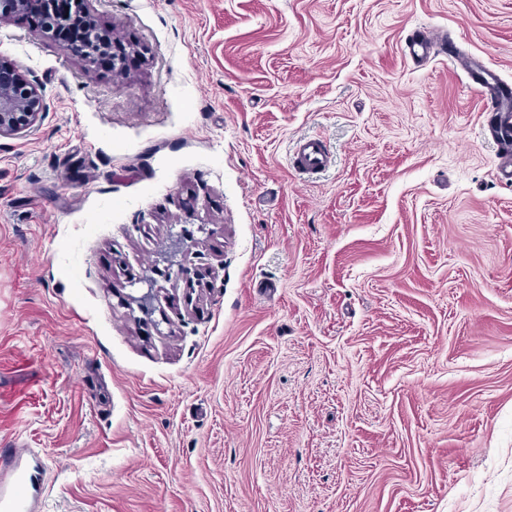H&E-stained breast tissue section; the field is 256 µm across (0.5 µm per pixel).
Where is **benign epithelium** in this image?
Returning <instances> with one entry per match:
<instances>
[{
  "instance_id": "7a95c632",
  "label": "benign epithelium",
  "mask_w": 512,
  "mask_h": 512,
  "mask_svg": "<svg viewBox=\"0 0 512 512\" xmlns=\"http://www.w3.org/2000/svg\"><path fill=\"white\" fill-rule=\"evenodd\" d=\"M76 13L72 15L47 16V26L41 34L49 35L55 28H81L80 55L91 65H98L108 52L99 38L94 14L88 7L89 0H73ZM47 111V103L39 88L19 68L15 67L0 76V137L30 136L37 132L40 120ZM184 242L178 235L170 237L165 260L168 267L175 266L176 257L183 251ZM177 267V266H175ZM177 271L186 269L178 266Z\"/></svg>"
}]
</instances>
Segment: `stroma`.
<instances>
[{
  "mask_svg": "<svg viewBox=\"0 0 512 512\" xmlns=\"http://www.w3.org/2000/svg\"><path fill=\"white\" fill-rule=\"evenodd\" d=\"M89 7L123 70L0 21L48 104L0 138V447L42 451L44 512H512V184L405 48L512 85V0ZM443 35L433 27L419 28L408 38V54L413 60L430 59L445 46ZM297 166L307 172L317 173L330 163V155L320 139L316 137L303 141L295 150Z\"/></svg>",
  "mask_w": 512,
  "mask_h": 512,
  "instance_id": "obj_1",
  "label": "stroma"
}]
</instances>
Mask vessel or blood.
<instances>
[{
  "label": "vessel or blood",
  "instance_id": "1",
  "mask_svg": "<svg viewBox=\"0 0 512 512\" xmlns=\"http://www.w3.org/2000/svg\"><path fill=\"white\" fill-rule=\"evenodd\" d=\"M444 47L442 34L434 28L417 29L408 38L410 57L424 60L436 56ZM455 66L467 74L469 87L481 99L491 97L498 78L468 59H456ZM297 166L316 173L330 162V155L320 139L311 137L295 150ZM39 454L31 448L15 446L0 448V512H40L41 501L37 492Z\"/></svg>",
  "mask_w": 512,
  "mask_h": 512
}]
</instances>
